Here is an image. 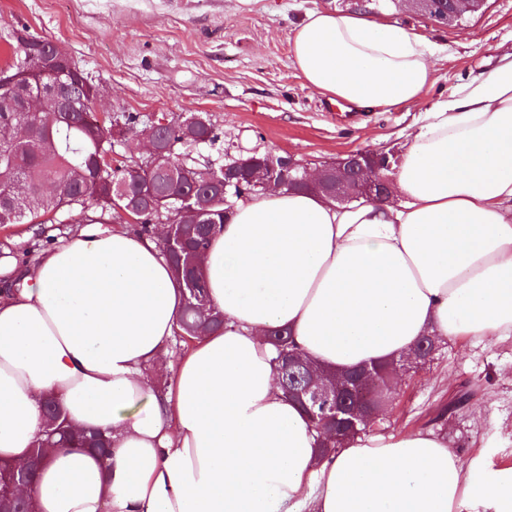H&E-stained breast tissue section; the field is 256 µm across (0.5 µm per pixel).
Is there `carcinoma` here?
I'll list each match as a JSON object with an SVG mask.
<instances>
[{
    "mask_svg": "<svg viewBox=\"0 0 512 512\" xmlns=\"http://www.w3.org/2000/svg\"><path fill=\"white\" fill-rule=\"evenodd\" d=\"M11 62L6 69L18 71L20 59L29 58L30 72L23 81L37 89L38 67L46 56L59 58L64 76H80L85 80L83 93L95 97L96 85L71 60L60 45L27 35V44L15 40L10 44ZM85 100H78L71 112L36 115L24 111V97L8 96L0 91V227L15 224H54L66 217L79 224L97 216L96 223L110 224L119 218L126 231L142 237L155 236L158 224L175 214L181 244L176 250L160 248L163 258L181 277L183 308L179 319L180 335L199 339L224 328V315L209 306L206 287L195 258L203 255L210 239L224 223V164L198 173L183 174L184 167L195 164L186 159L192 149L213 146L220 140L218 129L201 113L189 112L160 124V120L142 122L132 112L119 115L93 116L87 120ZM124 135L151 133L166 150L165 158L152 164L127 159L114 163L115 146ZM153 185L164 201L156 205L140 196L138 183ZM200 289L201 298L192 295L190 287ZM267 341L275 350V366L283 393L296 401L310 418L319 437L317 454L328 458L336 454L343 441L355 436L344 421L332 414L326 418L313 413L303 394L300 380L290 374L288 354L298 351L288 329L275 327ZM388 364L378 366L380 375L371 395L384 403L390 399L385 389ZM47 422L57 433L54 444H74L100 453L109 448V439L93 432L81 439L66 422L63 412L52 407L45 413Z\"/></svg>",
    "mask_w": 512,
    "mask_h": 512,
    "instance_id": "carcinoma-1",
    "label": "carcinoma"
}]
</instances>
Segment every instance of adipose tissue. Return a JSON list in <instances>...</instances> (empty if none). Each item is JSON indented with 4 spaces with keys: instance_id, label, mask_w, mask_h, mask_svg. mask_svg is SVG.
<instances>
[{
    "instance_id": "ef3b65f1",
    "label": "adipose tissue",
    "mask_w": 512,
    "mask_h": 512,
    "mask_svg": "<svg viewBox=\"0 0 512 512\" xmlns=\"http://www.w3.org/2000/svg\"><path fill=\"white\" fill-rule=\"evenodd\" d=\"M292 60L363 109L419 100L417 35L315 12ZM383 202L280 190L239 202L201 260L222 331L165 358L182 283L158 242L88 224L29 267L0 259V459L25 463L55 399L107 455L52 449L38 512H512V468L462 466L441 437L369 431L322 461L265 335L321 366L406 356L423 336L512 335V62L426 113ZM168 365L165 387L146 365Z\"/></svg>"
}]
</instances>
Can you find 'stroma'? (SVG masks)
<instances>
[{"mask_svg": "<svg viewBox=\"0 0 512 512\" xmlns=\"http://www.w3.org/2000/svg\"><path fill=\"white\" fill-rule=\"evenodd\" d=\"M351 10V0H0V68L10 34L26 30L67 49L98 85L99 112L144 121L206 113L222 138L195 150L199 164L255 149L292 154L313 169L358 149L403 152L427 111L512 52V0H487L458 26L434 23L404 0H379L364 19L424 40L434 51L433 81L418 103L339 120V105L293 65L291 39L311 12ZM76 230L0 228V253L29 264ZM377 431L436 432L463 465L512 467V335L442 339L423 368L405 373Z\"/></svg>", "mask_w": 512, "mask_h": 512, "instance_id": "stroma-1", "label": "stroma"}]
</instances>
